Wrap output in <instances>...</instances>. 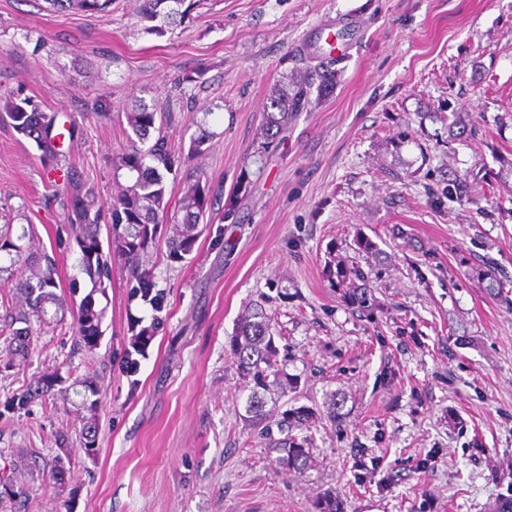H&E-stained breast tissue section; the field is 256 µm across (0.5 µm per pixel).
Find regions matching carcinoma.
Here are the masks:
<instances>
[{
    "label": "carcinoma",
    "instance_id": "1",
    "mask_svg": "<svg viewBox=\"0 0 512 512\" xmlns=\"http://www.w3.org/2000/svg\"><path fill=\"white\" fill-rule=\"evenodd\" d=\"M52 11L71 9L87 14L106 11L112 0H45ZM138 17L149 23L145 30L162 35L166 29L183 22L194 7L193 0H139ZM334 71L331 64H320L274 87L262 114V130L266 139L275 141L288 130L293 114L303 111L311 102L312 90L322 93L331 85ZM97 121L112 119L111 102L98 97L90 106ZM204 119L192 120L197 130L190 138L188 152L176 150L168 141L164 127L175 121L174 113L158 105L144 102L132 104L125 112L129 145L112 158L113 180L121 185V192L103 206L94 186L83 169L66 161L61 138L73 139L79 129L70 126L62 131L57 126V114L42 110L30 97L19 93L0 94V122L13 131L32 140L38 152L43 176L53 189L50 200L57 203L64 215V223L55 233V250L64 253L77 245L80 251L78 269L90 283V291L81 299L72 313L76 342L88 351L96 349L103 335L102 323L106 309L99 306L95 294L106 295L112 284V261L122 260L129 267L130 298H140L153 311L160 313L165 306V295L155 288L153 268L144 260L151 256L160 241L168 244L173 260H182L193 251L198 239L197 228L219 197L222 189L202 180L197 175L183 178V188L176 211L169 212L166 199L167 179L177 175L195 157L205 152L203 146L214 136ZM157 136H152V133ZM106 237H101V234ZM25 267L26 275L11 285L12 295L22 299L8 320L0 327L4 347L0 348V367L9 369L13 361L28 355L35 326L49 320L60 321L71 310L67 295L60 288L55 255L40 249L33 226L21 227V233L12 236V225L0 230V281L9 280L12 269ZM325 276L342 293L344 301L365 318L375 320L377 304L372 294V271L364 270L359 262L338 256L325 267ZM161 326V318L150 324L138 318L130 319L131 350L126 352L124 369L133 374L139 368L136 356L143 355ZM280 355L273 332L272 318L262 308L243 318L238 332L231 340L233 364L249 388L246 421L259 429L279 452L277 461L283 467L302 474L311 459L313 437L308 435L316 424L327 421L337 431H344V399L333 397L326 414L311 407L300 406L279 411L267 408L266 394L283 383L275 370ZM56 369H46L34 377L23 389L7 391L0 397V418L26 413L37 400L44 401L55 415L61 408L76 405L90 413L79 435V449L86 456L97 454L95 411L101 403L102 387L87 377L81 381L83 391L71 392ZM282 438H273V430ZM59 453L54 457L52 476L61 481L65 461L70 459L74 444L68 429L58 428ZM316 512H346V501L334 492L317 497Z\"/></svg>",
    "mask_w": 512,
    "mask_h": 512
}]
</instances>
